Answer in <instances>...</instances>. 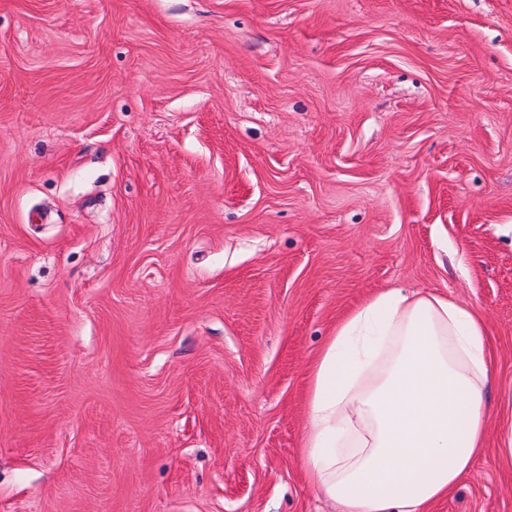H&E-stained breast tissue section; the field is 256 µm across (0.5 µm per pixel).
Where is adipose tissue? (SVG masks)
I'll list each match as a JSON object with an SVG mask.
<instances>
[{
    "label": "adipose tissue",
    "mask_w": 512,
    "mask_h": 512,
    "mask_svg": "<svg viewBox=\"0 0 512 512\" xmlns=\"http://www.w3.org/2000/svg\"><path fill=\"white\" fill-rule=\"evenodd\" d=\"M488 381L487 330L473 304L377 292L312 362L308 483L337 512H424L472 468Z\"/></svg>",
    "instance_id": "1"
}]
</instances>
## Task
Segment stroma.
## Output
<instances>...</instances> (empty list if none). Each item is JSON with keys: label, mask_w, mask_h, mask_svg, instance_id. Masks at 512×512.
Instances as JSON below:
<instances>
[{"label": "stroma", "mask_w": 512, "mask_h": 512, "mask_svg": "<svg viewBox=\"0 0 512 512\" xmlns=\"http://www.w3.org/2000/svg\"><path fill=\"white\" fill-rule=\"evenodd\" d=\"M475 304L512 512V0H0V512H332L310 362Z\"/></svg>", "instance_id": "1"}]
</instances>
